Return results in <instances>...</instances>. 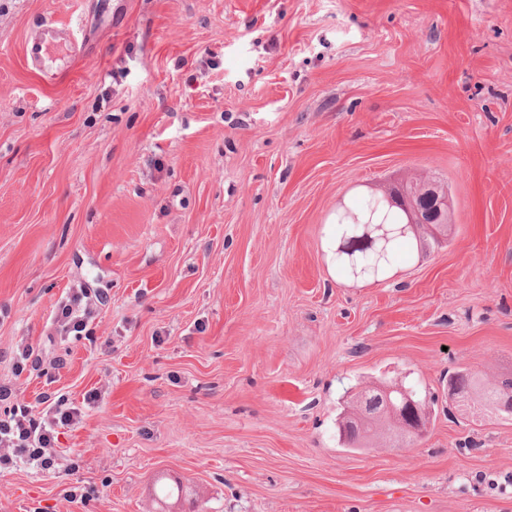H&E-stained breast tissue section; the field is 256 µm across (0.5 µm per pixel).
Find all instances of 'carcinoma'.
Returning a JSON list of instances; mask_svg holds the SVG:
<instances>
[{
  "mask_svg": "<svg viewBox=\"0 0 512 512\" xmlns=\"http://www.w3.org/2000/svg\"><path fill=\"white\" fill-rule=\"evenodd\" d=\"M434 207L436 214L431 226L444 238L448 237V190L436 185L423 177L408 179L402 189L394 192L392 189L379 190L361 197L352 205H341L336 209L332 222L330 238L336 245L347 244L353 248V254L336 256V268L343 275L355 280L379 281L385 278L402 257L404 249L422 253L426 251L427 239L424 236L425 227L418 224L414 218L413 209L421 203ZM362 224H384L387 228H398L405 224H414V230L404 235L390 237L385 253L371 248L367 243L357 239L348 241L353 236L351 224L353 219ZM449 385L463 392H475L471 407L495 413L497 400L502 394V386L512 389V379H498L494 382L482 383L465 369H458L448 374ZM386 423H366L361 434L351 438L339 432L342 444L347 448H372L377 439L383 435Z\"/></svg>",
  "mask_w": 512,
  "mask_h": 512,
  "instance_id": "carcinoma-1",
  "label": "carcinoma"
}]
</instances>
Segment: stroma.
Instances as JSON below:
<instances>
[{
  "label": "stroma",
  "mask_w": 512,
  "mask_h": 512,
  "mask_svg": "<svg viewBox=\"0 0 512 512\" xmlns=\"http://www.w3.org/2000/svg\"><path fill=\"white\" fill-rule=\"evenodd\" d=\"M48 21L84 49L37 67ZM413 172L448 243L342 276L337 205ZM76 287L93 334L52 335ZM461 368L512 374V0H0V382L101 393L0 512H512V417L448 414ZM401 379L428 434L343 448ZM71 26L59 22H46L42 25L40 35L25 43L24 56L31 63H40L48 52L67 43ZM69 43V42H68Z\"/></svg>",
  "instance_id": "35a3bbf8"
}]
</instances>
